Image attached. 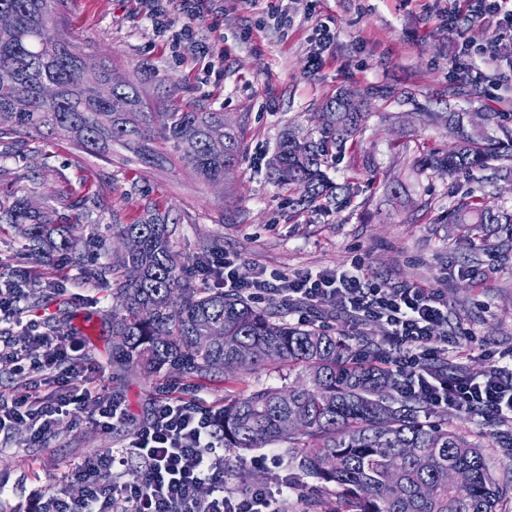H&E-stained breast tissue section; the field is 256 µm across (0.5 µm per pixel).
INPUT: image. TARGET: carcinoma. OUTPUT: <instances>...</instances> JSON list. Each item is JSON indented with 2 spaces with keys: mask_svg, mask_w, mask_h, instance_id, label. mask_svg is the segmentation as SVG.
Instances as JSON below:
<instances>
[{
  "mask_svg": "<svg viewBox=\"0 0 512 512\" xmlns=\"http://www.w3.org/2000/svg\"><path fill=\"white\" fill-rule=\"evenodd\" d=\"M63 0H0V139L18 131L52 133L86 152L119 145L138 161L166 162L161 141L183 152L203 183L224 179V167L240 165L239 130L221 112H199L172 103L155 112L131 76L101 65L91 80L83 75L86 53L62 29L57 5ZM318 139L284 135L272 155L271 175L308 206L351 195V186H332L324 167L330 153L356 145L368 119L362 105L341 92L330 100ZM454 130L451 149L418 147L410 172L422 176H470L505 159L504 142L474 139L463 118L450 109L441 116ZM193 139L196 150H184ZM288 168V181L279 170ZM494 229L512 239V211L464 196L448 209V223ZM0 224L24 225L22 256L39 261L55 247L56 219L23 199L0 208ZM116 236H133L137 248L112 258V335L115 349L147 373L162 369L207 378L226 363L251 372L268 364L304 369L288 387H266L224 401L217 433L224 447L249 452L286 444L288 469L328 495L312 497L306 512H498L507 487L495 480L480 446L455 428L429 421V405L400 390L399 376L372 354L343 337L304 323H290L271 302L261 308L222 288H188L185 266L175 252L165 215L113 225ZM141 276L130 279L128 272ZM303 411L307 424L294 429L289 414ZM466 473L448 484V470Z\"/></svg>",
  "mask_w": 512,
  "mask_h": 512,
  "instance_id": "carcinoma-1",
  "label": "carcinoma"
}]
</instances>
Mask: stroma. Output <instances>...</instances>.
Listing matches in <instances>:
<instances>
[{
    "mask_svg": "<svg viewBox=\"0 0 512 512\" xmlns=\"http://www.w3.org/2000/svg\"><path fill=\"white\" fill-rule=\"evenodd\" d=\"M452 5V0H204L205 18L187 35L181 0H68L66 28L92 65L134 73L143 96L157 106L177 102L223 113L227 122L240 125L246 152L227 191L200 182L174 151L169 164L156 168L117 147L89 153L47 133L21 131L0 140L1 206L23 197L32 206L55 208L66 223L98 227L76 251L54 252L41 271L44 296L25 299L22 318L37 321L60 341H78L88 367L86 387L120 398L130 414L107 433L86 417L63 419L40 447L31 445L24 424L0 436V485L8 489L0 512H27L35 489L50 492L61 485L79 496L80 485H62L63 476L86 458L126 445L160 395L216 409L227 395L287 383L288 369L280 365L204 379L166 370L147 375L138 366L113 361L112 294L98 273L122 246L112 236L113 225L138 222L156 209L174 229L173 246L187 264L189 287H202L198 269L218 253L237 256L246 276L260 270L269 276L336 270L358 262L385 286L442 290L448 301L442 333L470 341L467 355L451 349L442 362L478 372L493 357L512 351V243L493 232L470 235L466 226L448 221L449 206L465 195L512 207V180L491 170L469 179L408 175L416 145L446 148L455 141L428 113L453 106L484 135L512 130V114L500 103L512 95V71L503 70L495 86L474 83L452 68L451 58L462 47H481L493 36L478 23L449 25L444 13ZM322 24L334 37L321 52L316 32ZM371 86L391 89L392 95L369 102L358 149L330 159L327 168L332 183L351 184L350 201L298 206L270 175L277 141L288 132L317 137L319 116L338 91ZM487 112L494 113V121L484 120ZM86 194L94 204L74 207ZM281 312L291 322L311 318L344 332L358 348L383 340L380 324L354 321L331 301L312 308L286 303ZM433 417L482 441L496 478L512 485V422L490 426L450 408L435 409ZM224 456L237 460L252 487L287 489L289 512H304L312 487L294 471L265 461L259 449L240 454L228 448Z\"/></svg>",
    "mask_w": 512,
    "mask_h": 512,
    "instance_id": "obj_1",
    "label": "stroma"
}]
</instances>
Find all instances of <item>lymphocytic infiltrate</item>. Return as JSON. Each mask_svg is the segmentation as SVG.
I'll list each match as a JSON object with an SVG mask.
<instances>
[{"label": "lymphocytic infiltrate", "instance_id": "f902f5d3", "mask_svg": "<svg viewBox=\"0 0 512 512\" xmlns=\"http://www.w3.org/2000/svg\"><path fill=\"white\" fill-rule=\"evenodd\" d=\"M451 23L493 26L496 38L479 48L486 66L512 61V0H459ZM213 282L227 291L263 301H297L307 306L331 300L353 318L380 323L391 352L388 359L405 392L428 404L460 414L479 408L512 420V352L483 372L451 373L434 365L447 348L438 328L448 320L441 291L428 286L388 288L374 282L363 265L334 272H306L280 277L243 278L236 260L215 262ZM25 290L16 277L0 278V369L60 380L59 395L38 397L31 391L0 395V434L28 424L33 443H45L61 418L87 413L105 430L128 420L122 401L108 393L89 394L79 379L84 361L77 341L60 342L23 321ZM218 414L196 401L159 398L136 428L128 446L111 448L73 468L69 481L83 491L78 497L39 490L30 494V512H281L282 502L263 489L244 494L224 490V447L216 432ZM139 457L141 470L130 460ZM211 484L203 492V484Z\"/></svg>", "mask_w": 512, "mask_h": 512}]
</instances>
